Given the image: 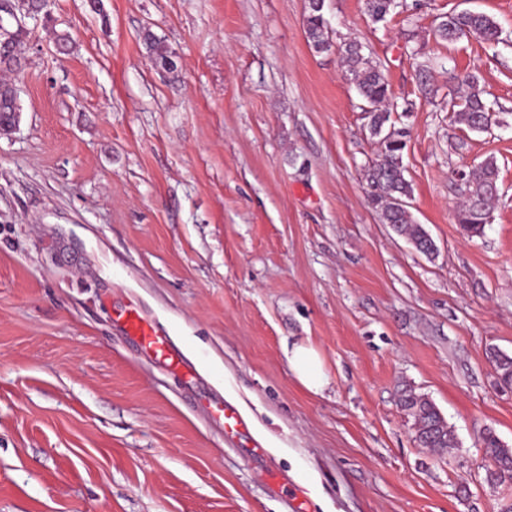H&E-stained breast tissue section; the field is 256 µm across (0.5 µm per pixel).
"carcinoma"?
I'll list each match as a JSON object with an SVG mask.
<instances>
[{
  "label": "carcinoma",
  "instance_id": "obj_1",
  "mask_svg": "<svg viewBox=\"0 0 512 512\" xmlns=\"http://www.w3.org/2000/svg\"><path fill=\"white\" fill-rule=\"evenodd\" d=\"M306 37L311 47L321 52L331 47L325 28L322 9L317 0H308ZM372 21L380 22L397 8H406L404 0H366ZM443 40L460 41L477 36L488 44L502 42V30L488 15L474 11H459L447 16L436 28ZM26 43L22 25L9 30L0 24V54L8 57L7 67H18L24 59ZM344 54L352 63L351 75L359 95L371 106L369 130L373 136H382L383 148L372 162L369 173L373 188L372 202L380 208L381 220L399 233L409 236L416 249L424 255L435 253L432 239L412 218L405 199L411 196V185L404 177L403 151L406 132L395 128L388 109L381 108L390 95L389 84L378 65L362 54V45L356 41L345 44ZM479 88L478 78L467 74L457 78V84L448 87V111L456 120L473 132H485L484 123L493 111ZM19 106L12 85L0 83V134L10 131L18 120ZM466 200L456 218L467 235L474 237L483 232L490 219V202L498 191V165L496 159L486 158L467 172H461ZM492 365L501 382L512 384V356L493 355ZM405 414L421 427L417 439L426 448L443 450L454 446V434L447 425L439 426L436 406L427 398L414 393L406 395L401 404ZM481 440L493 467L487 470V479L503 483L512 481V448L504 447L489 429L483 431Z\"/></svg>",
  "mask_w": 512,
  "mask_h": 512
}]
</instances>
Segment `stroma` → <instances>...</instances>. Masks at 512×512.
Returning a JSON list of instances; mask_svg holds the SVG:
<instances>
[{"mask_svg":"<svg viewBox=\"0 0 512 512\" xmlns=\"http://www.w3.org/2000/svg\"><path fill=\"white\" fill-rule=\"evenodd\" d=\"M407 2L378 23L364 0H324L323 15L332 42L361 41L386 74L430 257L371 203L381 143L348 63L309 45L308 0H51L49 20L27 21L21 113L0 134V512L512 504L479 439L512 448V386L488 360L512 355V42L436 36L469 9L512 39V0ZM467 73L503 109L492 133L441 98ZM490 156L498 197L471 238L458 173ZM131 302L192 377L123 335ZM298 345L319 355L321 391L295 376ZM407 389L455 447L419 446ZM226 402L245 434L226 435Z\"/></svg>","mask_w":512,"mask_h":512,"instance_id":"1","label":"stroma"}]
</instances>
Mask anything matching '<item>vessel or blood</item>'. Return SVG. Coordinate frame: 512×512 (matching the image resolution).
Segmentation results:
<instances>
[{"label": "vessel or blood", "mask_w": 512, "mask_h": 512, "mask_svg": "<svg viewBox=\"0 0 512 512\" xmlns=\"http://www.w3.org/2000/svg\"><path fill=\"white\" fill-rule=\"evenodd\" d=\"M117 324L125 336L132 339L144 354L152 357L165 370L189 374L190 367L183 354L172 346L163 331L138 306H128L118 315Z\"/></svg>", "instance_id": "obj_1"}]
</instances>
